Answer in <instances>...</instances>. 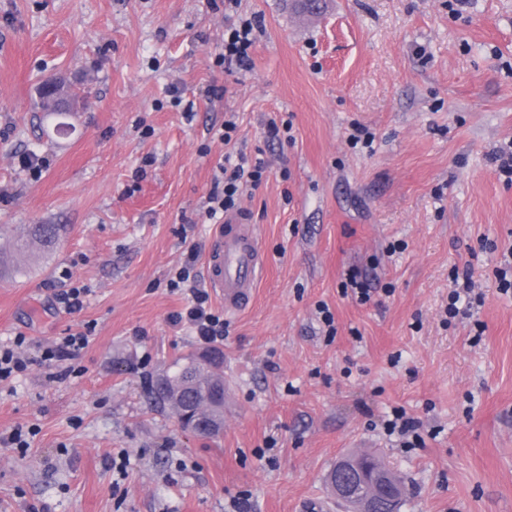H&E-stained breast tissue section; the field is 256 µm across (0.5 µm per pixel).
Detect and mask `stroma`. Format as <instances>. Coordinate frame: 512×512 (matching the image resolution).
I'll use <instances>...</instances> for the list:
<instances>
[{"mask_svg": "<svg viewBox=\"0 0 512 512\" xmlns=\"http://www.w3.org/2000/svg\"><path fill=\"white\" fill-rule=\"evenodd\" d=\"M223 3L0 0V344L23 334L30 360L0 381V433L37 430L27 451L0 446V512H343L325 476L348 453L383 457L402 512H512V294L497 290L512 184L492 160L512 141V0L454 14L448 0H326L318 15ZM255 16L250 69L218 65L229 22ZM48 75L63 114L43 109ZM272 117L293 141L267 139ZM356 123L371 148L351 141ZM239 150L269 166L240 204L266 270L224 317L212 441L156 404L152 381L203 348L171 326L184 298L168 279L189 244L211 243L213 170ZM29 151L49 160L40 177L15 160ZM34 224L65 231L14 261ZM466 266L481 301L451 320ZM354 268L368 305L342 292ZM73 285L88 294L69 314L55 296ZM88 323L81 375L41 362ZM400 408L420 447L386 431Z\"/></svg>", "mask_w": 512, "mask_h": 512, "instance_id": "35a3bbf8", "label": "stroma"}]
</instances>
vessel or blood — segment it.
<instances>
[{
    "instance_id": "b4317fda",
    "label": "vessel or blood",
    "mask_w": 512,
    "mask_h": 512,
    "mask_svg": "<svg viewBox=\"0 0 512 512\" xmlns=\"http://www.w3.org/2000/svg\"><path fill=\"white\" fill-rule=\"evenodd\" d=\"M265 264L254 225L240 215L227 217L213 234L206 284L223 300L226 312H238L249 304Z\"/></svg>"
}]
</instances>
